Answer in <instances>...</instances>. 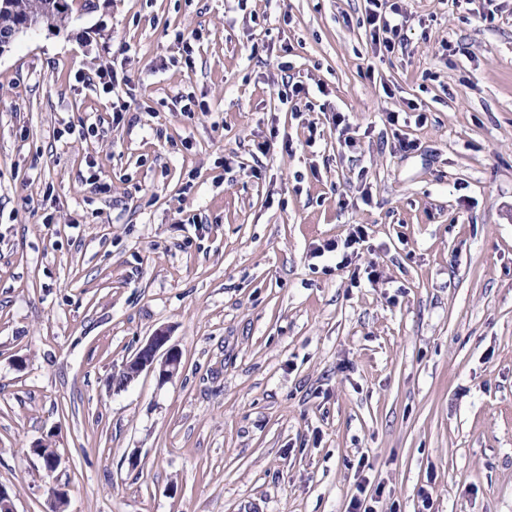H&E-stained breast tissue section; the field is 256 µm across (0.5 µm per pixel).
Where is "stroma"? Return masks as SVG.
<instances>
[{
    "label": "stroma",
    "mask_w": 512,
    "mask_h": 512,
    "mask_svg": "<svg viewBox=\"0 0 512 512\" xmlns=\"http://www.w3.org/2000/svg\"><path fill=\"white\" fill-rule=\"evenodd\" d=\"M398 5L381 57L364 0H88L0 54L16 512H346L364 478L376 512H512V0ZM352 224L349 268L316 256ZM160 328L177 376L116 387ZM369 227L365 224H354L348 230L344 240L340 239L342 253L340 260L336 262L337 269L348 268L352 264L354 256L358 255V246H360L369 235Z\"/></svg>",
    "instance_id": "obj_1"
}]
</instances>
